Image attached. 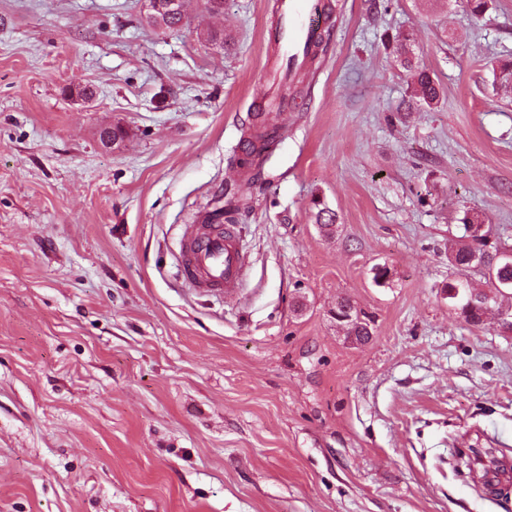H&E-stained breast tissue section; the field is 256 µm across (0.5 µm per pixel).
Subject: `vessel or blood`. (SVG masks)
I'll return each mask as SVG.
<instances>
[{"label": "vessel or blood", "mask_w": 512, "mask_h": 512, "mask_svg": "<svg viewBox=\"0 0 512 512\" xmlns=\"http://www.w3.org/2000/svg\"><path fill=\"white\" fill-rule=\"evenodd\" d=\"M277 23L268 33L279 68L270 80L293 82L310 68L332 24L328 0H277ZM180 272L197 292L223 295L241 287L247 262L233 224H188L181 240Z\"/></svg>", "instance_id": "vessel-or-blood-1"}]
</instances>
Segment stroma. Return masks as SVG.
Instances as JSON below:
<instances>
[{
	"instance_id": "1",
	"label": "stroma",
	"mask_w": 512,
	"mask_h": 512,
	"mask_svg": "<svg viewBox=\"0 0 512 512\" xmlns=\"http://www.w3.org/2000/svg\"><path fill=\"white\" fill-rule=\"evenodd\" d=\"M331 3L256 183L273 0H186L174 31L148 0H0V512H512V329L445 291L464 213L512 246V0ZM231 198L246 282L209 297L182 228ZM460 448L505 453L501 483ZM178 4H173L170 8L163 11L156 10L151 4V13L148 16L149 22L159 28L168 30H177L184 24L185 13L182 10V1L178 0ZM412 101L432 108L440 100V88L426 70H419L415 74V82L411 95ZM339 304L348 308L351 312L350 321L342 323L347 328V335L354 336L355 340L359 342L367 341L371 336V331L368 329L370 320L367 316L365 314L361 316V313L347 300H342Z\"/></svg>"
}]
</instances>
